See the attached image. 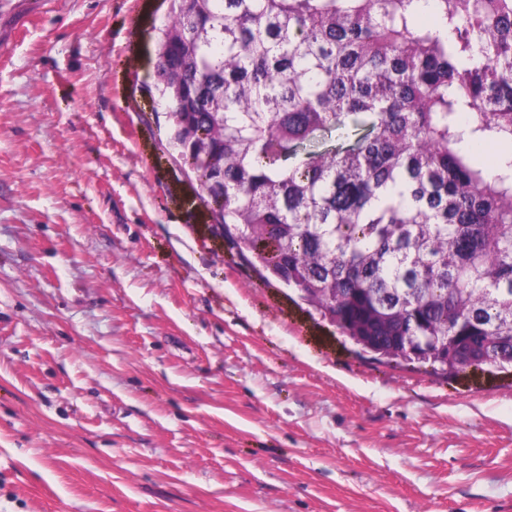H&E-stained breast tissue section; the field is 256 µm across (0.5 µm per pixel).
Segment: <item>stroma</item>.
Masks as SVG:
<instances>
[{
  "mask_svg": "<svg viewBox=\"0 0 512 512\" xmlns=\"http://www.w3.org/2000/svg\"><path fill=\"white\" fill-rule=\"evenodd\" d=\"M166 0H0V512H512V371L361 350L214 234Z\"/></svg>",
  "mask_w": 512,
  "mask_h": 512,
  "instance_id": "obj_1",
  "label": "stroma"
}]
</instances>
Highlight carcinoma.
I'll use <instances>...</instances> for the list:
<instances>
[{
	"label": "carcinoma",
	"mask_w": 512,
	"mask_h": 512,
	"mask_svg": "<svg viewBox=\"0 0 512 512\" xmlns=\"http://www.w3.org/2000/svg\"><path fill=\"white\" fill-rule=\"evenodd\" d=\"M170 2L171 141L247 262L365 350L512 365V157L470 153L512 144V0Z\"/></svg>",
	"instance_id": "obj_1"
}]
</instances>
